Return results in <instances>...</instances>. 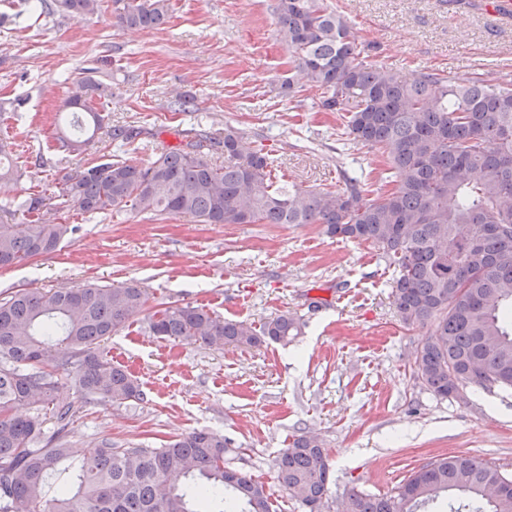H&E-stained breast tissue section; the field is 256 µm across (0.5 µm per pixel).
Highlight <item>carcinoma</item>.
Masks as SVG:
<instances>
[{
  "instance_id": "1",
  "label": "carcinoma",
  "mask_w": 512,
  "mask_h": 512,
  "mask_svg": "<svg viewBox=\"0 0 512 512\" xmlns=\"http://www.w3.org/2000/svg\"><path fill=\"white\" fill-rule=\"evenodd\" d=\"M64 12L95 15L101 0H55ZM116 24L155 29L168 0H113ZM280 39L309 90L328 112H342L356 145L378 149L391 191L363 197L342 172V190L276 187L277 159L241 148L240 129L224 127L214 144L224 163L197 141L147 163L117 156L66 174L50 193L29 196L0 221V269L57 250L73 232L45 217L76 208L105 213L130 207L183 215L200 224H322L326 233L370 242L394 265L392 296L408 325H429L417 377L435 396L471 387L512 393V79L479 75L459 83L421 72L411 78L368 61L346 21L325 0H276ZM104 86L82 80L65 107L73 134L58 136L73 153L104 130L130 142L141 131L111 126L92 102ZM11 148L0 141V184L16 180ZM139 283H86L69 289H21L0 299V512H273L263 483L224 465V435L205 429L159 448H81L67 438L86 406L136 407L140 383L101 351V342L147 311L151 333L211 346L286 343L302 322L283 311L260 328L203 307L150 310ZM23 403L27 416L14 413ZM56 429L47 434L46 415ZM275 479L313 512L330 493L322 445L298 435L275 459ZM68 473L48 496L49 480ZM448 496L449 512H512V476L465 455L433 458L387 495L348 493V512H425Z\"/></svg>"
}]
</instances>
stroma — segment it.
<instances>
[{
    "instance_id": "35a3bbf8",
    "label": "stroma",
    "mask_w": 512,
    "mask_h": 512,
    "mask_svg": "<svg viewBox=\"0 0 512 512\" xmlns=\"http://www.w3.org/2000/svg\"><path fill=\"white\" fill-rule=\"evenodd\" d=\"M350 22L373 62L411 77L466 80L512 76V14L493 0H326ZM275 0H169L158 29L116 26L112 0L93 16L38 0H0V100L9 106L0 139L13 141L21 174L0 190V211L80 166L112 158L100 135L81 153L60 149L57 118L80 80L103 83L96 107L111 125L141 129L126 155L150 161L163 149L245 130V149L278 160L274 185L342 189L341 169L360 175L370 196L391 190L376 150L349 144L340 113L312 91L279 93L289 54L279 42ZM192 102L189 112L174 101ZM59 217L73 227L56 252L0 270V298L23 289L134 280L152 302L192 304L261 327L282 311L304 324L288 345L205 346L158 339L143 316L101 344L146 394L135 408L87 406L69 438L89 447L152 448L194 429L223 434L226 465L265 484L276 512H304L274 475L294 436L317 438L332 473L324 512L352 490L385 495L414 468L466 455L512 475V393L466 389L442 399L415 370L429 329L405 326L392 297L394 267L378 247L329 237L321 224H197L125 208Z\"/></svg>"
}]
</instances>
